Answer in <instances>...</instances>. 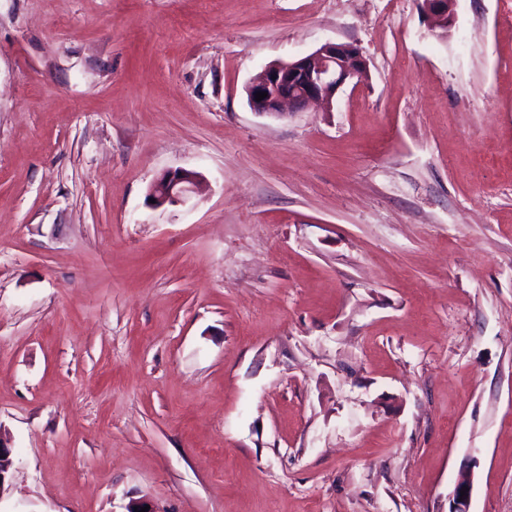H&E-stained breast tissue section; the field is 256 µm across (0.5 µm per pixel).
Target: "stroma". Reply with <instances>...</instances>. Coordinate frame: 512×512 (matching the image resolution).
<instances>
[{
  "label": "stroma",
  "mask_w": 512,
  "mask_h": 512,
  "mask_svg": "<svg viewBox=\"0 0 512 512\" xmlns=\"http://www.w3.org/2000/svg\"><path fill=\"white\" fill-rule=\"evenodd\" d=\"M421 4L0 0V512H512V0ZM422 8L432 31L447 30L454 22L455 0H422ZM367 79V63L355 46L328 43L309 55L268 66L248 87V103L254 112L267 115L309 102L330 107L342 87ZM257 92H267V97L257 101ZM200 182V175L194 171L179 169L168 172L149 187L148 197L155 199L156 205L175 204L195 193Z\"/></svg>",
  "instance_id": "obj_1"
}]
</instances>
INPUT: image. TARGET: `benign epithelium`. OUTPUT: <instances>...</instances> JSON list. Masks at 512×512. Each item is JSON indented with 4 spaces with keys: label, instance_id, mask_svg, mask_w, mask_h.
Segmentation results:
<instances>
[{
    "label": "benign epithelium",
    "instance_id": "obj_1",
    "mask_svg": "<svg viewBox=\"0 0 512 512\" xmlns=\"http://www.w3.org/2000/svg\"><path fill=\"white\" fill-rule=\"evenodd\" d=\"M455 0H422L431 30H447L454 22ZM368 79V67L359 50L348 43H328L313 53L268 66L248 87V103L259 114H281L285 107L300 108L310 102L332 105L338 91ZM267 97L258 101L256 93ZM201 177L194 171L175 170L154 182L148 197L158 205L175 204L198 190ZM11 451L0 437V497L9 489ZM471 482H458L450 512H469Z\"/></svg>",
    "mask_w": 512,
    "mask_h": 512
}]
</instances>
